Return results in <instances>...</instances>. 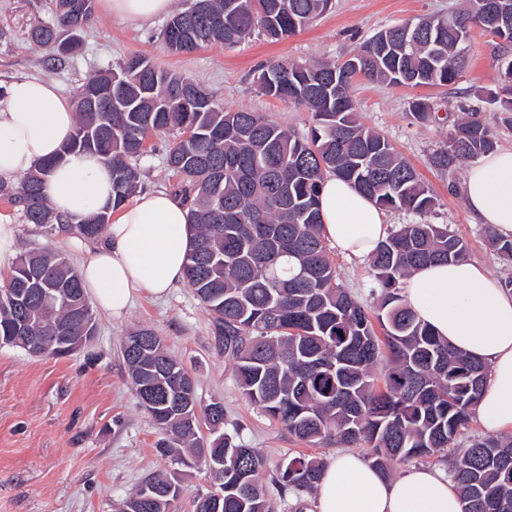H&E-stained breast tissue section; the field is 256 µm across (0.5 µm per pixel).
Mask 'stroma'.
Masks as SVG:
<instances>
[{
	"mask_svg": "<svg viewBox=\"0 0 512 512\" xmlns=\"http://www.w3.org/2000/svg\"><path fill=\"white\" fill-rule=\"evenodd\" d=\"M464 0H332V6L304 30L277 42L254 36L227 49L208 46L191 53H170L161 38L165 17L122 20L94 11L79 39L81 48L64 63L34 45L32 25L51 21L56 0H0V85L19 77L58 84L76 100L83 82L104 69H115L139 54L157 66L204 86L225 109L259 112L299 136L306 135L313 115L287 100L264 95L256 80L260 65L288 61H338L382 29L420 15H445ZM498 41L473 30L469 66L452 85L431 90L439 123H420L409 103L419 89L357 82L352 95L361 122L383 134L412 164L435 198L428 222L448 226L468 246V258L494 276L512 279V262L493 251L486 225L477 223L458 187L465 168L440 169L434 154L444 147L448 124L474 112L495 131L498 148H512V113L497 111L486 92L497 85L493 65ZM171 134L149 135L136 161L143 188L170 191L179 178L165 163ZM0 221L17 228V248L51 247L72 264L82 254L71 236H52L25 223L22 207L0 193ZM340 283L363 305L373 306L376 287L368 260L349 259L329 248ZM93 343L65 359L34 357L0 347V512H116L119 503L145 478L177 471L181 495L173 512H192L193 501L206 492L211 478L194 462L180 465L159 455L160 433L139 406L120 353L124 336L140 327L162 336L170 354L198 380L202 403L218 398L242 441L256 448L267 468L289 454L311 451L332 459L336 445L305 448L281 424L269 420L242 396L231 364L224 356L210 315L192 288L182 283L167 299L139 297L122 318L94 313Z\"/></svg>",
	"mask_w": 512,
	"mask_h": 512,
	"instance_id": "1",
	"label": "stroma"
}]
</instances>
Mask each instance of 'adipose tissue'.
<instances>
[{
  "instance_id": "obj_1",
  "label": "adipose tissue",
  "mask_w": 512,
  "mask_h": 512,
  "mask_svg": "<svg viewBox=\"0 0 512 512\" xmlns=\"http://www.w3.org/2000/svg\"><path fill=\"white\" fill-rule=\"evenodd\" d=\"M176 0H100L111 17L149 20L171 13ZM76 129L73 106L54 83L21 77L0 96V180L10 182L50 163L43 193L52 212L80 220L110 211L103 243L87 250L81 277L99 307L125 314L135 296L165 297L185 278L192 248L190 205L165 191L138 193L112 206V173L101 158L64 154ZM465 201L479 223L512 238V150L496 151L468 169ZM322 234L345 255L366 259L387 238L383 211L347 181L326 178L320 197ZM403 299L418 319L488 368L476 407L490 433L512 429V293L479 264L461 260L413 271ZM316 512H463L447 470L410 468L386 479L361 456L343 452L323 471Z\"/></svg>"
}]
</instances>
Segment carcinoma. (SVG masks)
<instances>
[{
  "mask_svg": "<svg viewBox=\"0 0 512 512\" xmlns=\"http://www.w3.org/2000/svg\"><path fill=\"white\" fill-rule=\"evenodd\" d=\"M76 0H57L51 22L34 26L31 40L62 63V45L88 26L75 13ZM198 8L176 15L162 40L171 53L208 44L232 47L255 32L278 41L305 28L331 0H192ZM499 24L493 0H468L450 17L422 15L364 42L345 63L286 62L263 65L257 83L271 97L288 99L314 114V125L296 136L258 112L228 111L192 80L134 55L117 71L88 77L77 98V127L63 154L88 152L112 169L113 208L123 205L140 182L132 160L145 152L150 133L174 131L166 164L180 176V192L191 202L193 246L185 279L211 315L233 363L242 395L269 419L311 447L334 442L367 443L369 464L383 477L389 466L437 456L454 447L468 427L486 385L485 364L448 345L417 319L399 293L402 279L420 266L464 260L465 241L448 226L404 224L369 257L380 289L378 305L359 303L337 282L320 231V185L344 179L382 209H403L422 218L435 198L415 169L380 133L359 122L350 94L359 78L411 88L454 84L468 65L473 27L501 41L494 63L512 73V0ZM413 44L396 51L407 28ZM112 89V100L91 103L96 90ZM498 111L512 112V87L489 90ZM413 118L433 120L428 98L411 102ZM492 128L475 115L448 129V143L433 162L459 167L496 150ZM51 164L36 166L13 195L28 223L63 234L96 239L110 215L76 224L53 214L42 194ZM497 255L512 261V239L488 229ZM54 289L43 300L26 287L29 272ZM90 310L82 278L65 256L32 249L15 260L0 285V337L28 350L27 337L41 343L37 356L59 358L53 336L63 323L77 327ZM383 336H378L374 323ZM145 346H121L137 400L154 388L160 396L191 405L187 414L161 407L151 418L162 434L157 452L189 450L198 464L233 471L224 486L197 496L193 512H273V496L313 491L327 462L295 456L277 463L270 483L264 459L224 430V405L197 397L196 379L168 353L154 330ZM382 373H377L379 364ZM209 435H204L203 430ZM449 475L459 487L463 512H499L512 504V437H485L452 460ZM174 476L143 481L118 512H171Z\"/></svg>",
  "mask_w": 512,
  "mask_h": 512,
  "instance_id": "cac0c4a2",
  "label": "carcinoma"
}]
</instances>
